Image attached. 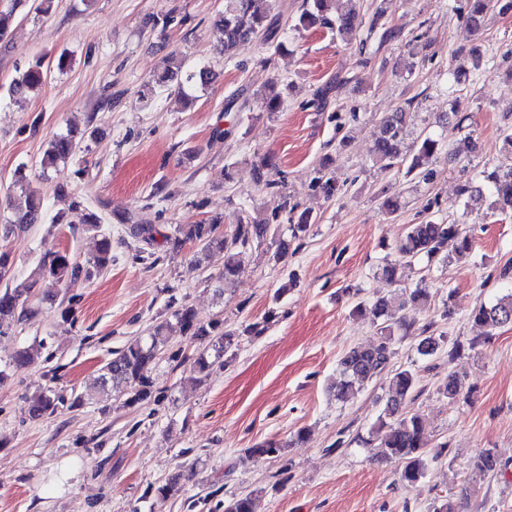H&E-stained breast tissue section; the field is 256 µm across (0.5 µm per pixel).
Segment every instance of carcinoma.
Returning <instances> with one entry per match:
<instances>
[{"instance_id":"carcinoma-1","label":"carcinoma","mask_w":512,"mask_h":512,"mask_svg":"<svg viewBox=\"0 0 512 512\" xmlns=\"http://www.w3.org/2000/svg\"><path fill=\"white\" fill-rule=\"evenodd\" d=\"M337 0H302L300 12L296 16L294 28L308 29L319 26L326 28L341 38L352 34L363 20L359 12L351 7L336 11ZM28 0H9V8L0 10V40L6 37L9 21L17 11L25 8ZM496 8L502 14L512 13V0H465L468 25L478 32L483 28L489 10ZM273 0H228L224 14L214 24V33L224 46H237L252 40L259 32L265 34L268 44L275 43L279 33V16L272 14ZM170 66L163 74L148 85L150 91L165 88L168 83H176L180 97L191 102L195 100L193 89L207 83L208 70L190 68L178 57L169 56ZM43 63L41 58L18 72V76L8 88L9 97L14 101L25 99L31 92L39 89L43 83ZM342 80L329 81L319 87L311 100V105L324 108L330 95L338 90ZM405 108L382 123V136L374 144L373 153L377 160L384 163V168L405 166V176L428 180L433 172L422 170V159L434 156L440 151L441 141L425 135L418 139L417 153L411 157L403 154L402 144L405 135ZM80 150V143L73 132L55 136L50 140L42 159V168L58 169V164L73 156ZM503 161L491 171L482 174L481 185L477 186L467 179L460 186V194L471 196L486 189L494 198V209L512 215V132L503 136ZM332 159L327 157L314 168L313 184L326 198L333 199L341 191L336 176L330 170ZM15 180L25 197L24 207L15 212L13 223L19 227L37 224L40 221L42 200L40 195L25 184L21 176L22 169ZM288 224L295 238L306 233L311 224L316 222L312 215L296 213V207L288 211ZM86 231L99 237L97 253L82 265L74 261L67 253H57L51 259L42 262L31 273L27 283L15 288L0 290V328L13 321H19L26 313L25 303L31 292L40 282L48 279L55 286L69 289L80 280H88L95 273L106 271L112 265V240L102 232L100 217L94 213L84 214ZM222 218L214 217L202 224L181 225L176 235L170 237L159 231L153 224H132L131 234L150 247L159 246V242L177 249L184 242L200 245L199 253L219 249L224 252V270L217 281L224 282L236 278L242 271L243 256L247 250L260 245L266 239L270 229L269 219L248 215L240 220L235 232L227 237L220 231ZM459 259L469 256L472 250V237L461 223L453 221L448 224L438 223L433 219L418 224H409L404 237L395 245L398 255L381 268L383 277L396 283L401 281L403 265L419 257L433 259L445 248ZM429 297L428 289L416 286L405 293L400 301L381 299L371 306L357 303L353 311L368 315L378 326L380 336L367 347H357L349 351L340 361L341 380L336 384V399L348 401L355 398L364 386L383 374L390 375L391 388L380 409L375 423L371 427L369 439L365 444L373 448V457L393 460L400 466V481L405 486H412L426 478L429 463L438 461L448 454V444L442 443L428 447L424 434L422 418L408 410L415 399L420 378L411 368H395L392 364L395 332L410 327L407 318L400 315L410 303ZM470 318L488 328L495 330L512 323V293L500 298L496 303L481 305L471 312ZM431 325L423 326L417 351L422 356H432L439 349L442 338L430 333ZM193 336L204 347L195 359L189 375L185 380L195 383L214 364L224 357H231L238 346L241 334L226 328L224 321L214 319L203 323L197 319L195 311L187 306L175 310L171 316L156 322L148 335L135 339L122 349L112 353V360L102 367L101 390L106 394L117 393L126 397V404L137 406L148 403L154 398L150 373L157 356L176 336ZM84 396L75 395L66 398L63 394L47 387L27 398L28 412L33 418H41L55 413L59 408L69 409L83 404ZM306 433L300 430L287 444L277 441H264L247 450L251 458L277 456L284 448L303 444ZM501 468L498 456L490 449L480 452L472 464V475L485 478L494 475ZM471 494L470 484H464L459 490L448 489V493L439 499L433 512H461L462 504ZM256 491L242 492L224 502V512H254Z\"/></svg>"}]
</instances>
